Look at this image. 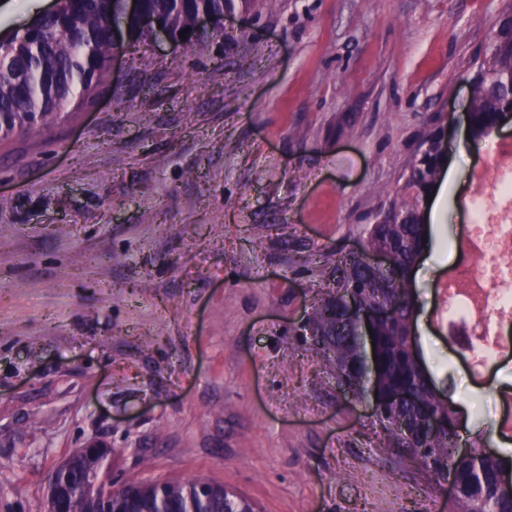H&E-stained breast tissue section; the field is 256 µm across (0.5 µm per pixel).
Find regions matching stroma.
Returning a JSON list of instances; mask_svg holds the SVG:
<instances>
[{"label":"stroma","mask_w":512,"mask_h":512,"mask_svg":"<svg viewBox=\"0 0 512 512\" xmlns=\"http://www.w3.org/2000/svg\"><path fill=\"white\" fill-rule=\"evenodd\" d=\"M502 0H256L176 46L126 39L97 97L51 136L0 145V512H45L53 471L110 448L113 486L199 478L260 512H448L367 403L303 336L360 251L430 119L452 114L454 192L472 65ZM419 258L416 333L468 438L495 436L432 315L458 260Z\"/></svg>","instance_id":"1"}]
</instances>
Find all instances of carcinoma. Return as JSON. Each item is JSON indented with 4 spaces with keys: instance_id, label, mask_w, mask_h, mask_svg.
<instances>
[{
    "instance_id": "cac0c4a2",
    "label": "carcinoma",
    "mask_w": 512,
    "mask_h": 512,
    "mask_svg": "<svg viewBox=\"0 0 512 512\" xmlns=\"http://www.w3.org/2000/svg\"><path fill=\"white\" fill-rule=\"evenodd\" d=\"M254 0H141V14L158 18L171 32L192 29L200 13L220 20L224 13L247 9ZM121 21L137 28L140 14H127L124 0H57L51 14H38L23 28L0 34V140L17 131L41 136L51 124L67 115L76 93H92L109 76L114 45L110 24ZM512 28L498 19L495 40L487 55L473 65L470 111L471 140H485L500 118L498 109L512 103ZM444 128L434 122L414 151L402 186L376 222L366 225L364 249L388 248L392 265L374 272L363 266L361 255L337 261L334 289L314 310L309 326L321 337L322 351L333 367L336 381L356 391L373 382L381 397L407 391L412 402L390 406L392 422L383 423L387 438L383 448H402L437 483L454 481L458 488L449 512H512V495L502 490L512 456L476 453L459 457L453 452L458 435L456 409L436 398L437 387L419 352L408 343L416 314L412 273L422 254L427 225L420 211L427 206L441 167L448 160L442 152ZM362 305L390 307L391 315L372 325V358L365 359L361 343L344 312L345 291ZM443 421L432 438H420L421 425L430 416ZM201 497L195 481L140 485L131 502L125 490L114 493V506L133 512H257L249 497L213 484Z\"/></svg>"
}]
</instances>
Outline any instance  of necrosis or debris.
<instances>
[{
  "label": "necrosis or debris",
  "instance_id": "4bbe7bcc",
  "mask_svg": "<svg viewBox=\"0 0 512 512\" xmlns=\"http://www.w3.org/2000/svg\"><path fill=\"white\" fill-rule=\"evenodd\" d=\"M470 181L472 191L456 202L467 218L462 259L438 284L433 318L441 330L456 323L458 335L449 344L479 383L512 353V141H496Z\"/></svg>",
  "mask_w": 512,
  "mask_h": 512
}]
</instances>
